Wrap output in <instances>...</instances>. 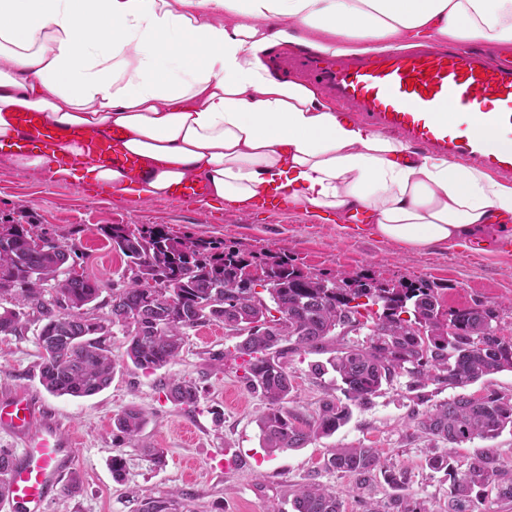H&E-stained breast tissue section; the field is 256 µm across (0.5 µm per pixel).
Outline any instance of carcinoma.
Segmentation results:
<instances>
[{"instance_id": "cac0c4a2", "label": "carcinoma", "mask_w": 512, "mask_h": 512, "mask_svg": "<svg viewBox=\"0 0 512 512\" xmlns=\"http://www.w3.org/2000/svg\"><path fill=\"white\" fill-rule=\"evenodd\" d=\"M102 232L127 266L125 285L112 293L104 319L83 311L100 297L102 285L84 274H60L82 259L74 239L55 245L51 238L56 233L39 224H0V296L9 294L15 301L13 308L0 306V335L17 333L25 310L43 322L39 380L55 396L90 397L112 383L116 364L102 337L114 325L128 336L126 354L133 366L150 372L179 357L188 330L218 322L226 331L235 330L240 342L234 355L221 352L212 359H242L246 389L268 402L258 427L264 447L275 453L333 435L348 421L351 407L371 405L382 387L399 377H408L409 389L415 391L430 382L463 388L512 372V337L495 324V310L477 300L445 310L437 288L425 280L327 276L272 261L261 265L259 284L246 286L243 273L257 264L249 253L230 248L217 252L208 241L178 238L162 224L137 232L113 224ZM37 237L43 244L35 243ZM143 279L158 280L164 287L144 288ZM258 285L262 290H256ZM281 318L288 322L285 334L274 326ZM338 329L346 334L365 330L367 340L311 364L316 375L336 373L344 399L325 403L318 417L301 427L288 410L293 384L286 364L302 351L327 353ZM163 388L177 405L190 409L198 403V386L190 380L172 377ZM412 420L419 431L446 446L427 466L449 476L448 512H483L478 504L490 486L500 500L512 502L511 461L488 448L459 472L452 452L456 445L493 440L512 430V394L490 391L476 400L459 395ZM143 421L142 412L131 407L115 415L113 426L132 441ZM325 466L356 478L358 490L381 474L399 491L384 512H425L406 494L407 473L385 466L373 448H333ZM13 467L10 452L0 449V490L10 483ZM292 508L344 512L341 493L320 485L298 488Z\"/></svg>"}]
</instances>
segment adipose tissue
Segmentation results:
<instances>
[{
  "label": "adipose tissue",
  "mask_w": 512,
  "mask_h": 512,
  "mask_svg": "<svg viewBox=\"0 0 512 512\" xmlns=\"http://www.w3.org/2000/svg\"><path fill=\"white\" fill-rule=\"evenodd\" d=\"M318 53L406 47L419 37L512 46V0H0V139L15 113L100 135L122 129L148 160L143 200L194 178L241 211L270 191L310 217L365 211L379 239L422 250L512 236V183L338 117L311 85L264 64L277 45ZM444 116L488 149L512 137L448 102Z\"/></svg>",
  "instance_id": "1"
}]
</instances>
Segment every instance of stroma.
<instances>
[{
    "label": "stroma",
    "instance_id": "1",
    "mask_svg": "<svg viewBox=\"0 0 512 512\" xmlns=\"http://www.w3.org/2000/svg\"><path fill=\"white\" fill-rule=\"evenodd\" d=\"M6 217L42 224L76 240L83 254L81 273L104 285L98 300L87 307L97 317L106 315L111 285L125 270L124 256L112 248L103 227L120 224L137 230L162 224L178 237L279 256L313 273L366 272L382 282L423 279L437 286L443 308L484 301L497 310L504 335L512 337V254L490 248L474 253L465 245L418 251L368 232L354 234L332 213L308 217L292 210L241 212L217 199L186 208L166 199L117 195L95 182L58 181L47 172L0 167V219ZM39 327L27 316L17 334L0 336V397L33 395L76 440L74 462L63 479L76 481L78 487L69 494L56 493L45 512H139L142 504L158 498L170 500L172 512H292L293 490L313 483L344 492L345 512L380 510L392 496L383 478H376L370 492L360 497L351 492L353 477L324 466L330 449L358 445L375 448L387 465L406 470L408 493L426 512H448V476L426 465L443 446L415 430L411 413L461 394L512 393L511 372L461 390L431 384L418 393L401 377L383 387L371 407L354 409L349 422L332 436L272 455L263 448L258 427L267 410L265 400L247 391L234 368L212 359L237 343L222 324L191 330L177 360L151 372L131 364L126 334L121 327H111L104 344L117 364L114 378L109 387L86 398L57 397L41 386ZM315 360V355L301 353L288 364L294 377L289 408L307 421L317 417L325 401L341 395L331 376L311 374ZM173 376L197 384L200 398L195 408L187 410L167 399L163 385ZM127 407L141 409L145 418L132 442L112 425L115 414ZM148 448L165 449L163 465L145 457ZM230 453L243 457L245 466L227 469L225 457ZM116 455L127 461L122 482L112 475Z\"/></svg>",
    "mask_w": 512,
    "mask_h": 512
}]
</instances>
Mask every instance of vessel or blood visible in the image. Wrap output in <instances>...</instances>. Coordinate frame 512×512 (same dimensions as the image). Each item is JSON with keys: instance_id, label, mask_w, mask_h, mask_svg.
Returning a JSON list of instances; mask_svg holds the SVG:
<instances>
[{"instance_id": "1", "label": "vessel or blood", "mask_w": 512, "mask_h": 512, "mask_svg": "<svg viewBox=\"0 0 512 512\" xmlns=\"http://www.w3.org/2000/svg\"><path fill=\"white\" fill-rule=\"evenodd\" d=\"M275 66L281 74L321 89L344 108L347 117L375 129L399 132L410 145L512 175V152H488L478 137L460 135L442 116L452 99L471 109L483 126L512 131V56H492L458 43L331 56L300 48L278 57ZM14 122L19 134L0 140V155H49L60 141L70 139L80 143L85 160L122 168L131 180H138L148 165L146 159L125 149L118 129L100 136L80 127L58 128L34 111L16 113ZM207 195L204 182L189 179L172 185L168 198L188 207ZM0 430L20 438L24 445L0 512H45L65 463L74 458V442L64 439L58 420L27 395L0 399Z\"/></svg>"}]
</instances>
